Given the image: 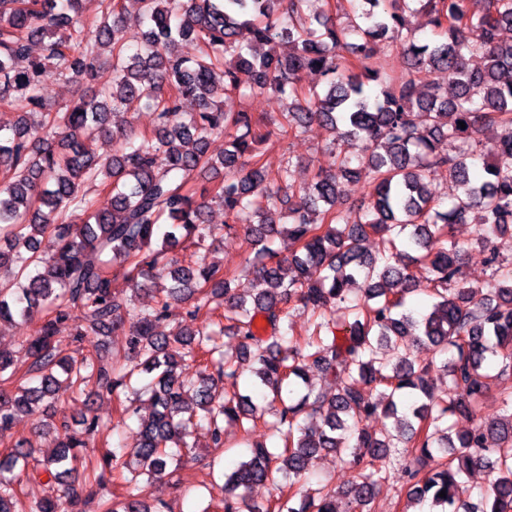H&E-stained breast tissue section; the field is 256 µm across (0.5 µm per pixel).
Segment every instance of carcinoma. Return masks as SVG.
Returning a JSON list of instances; mask_svg holds the SVG:
<instances>
[{"label": "carcinoma", "mask_w": 512, "mask_h": 512, "mask_svg": "<svg viewBox=\"0 0 512 512\" xmlns=\"http://www.w3.org/2000/svg\"><path fill=\"white\" fill-rule=\"evenodd\" d=\"M359 2L346 28L330 0L312 15L308 0H139L132 33L111 2L85 26V0H0V107L17 115L0 134V321L25 333L18 349L0 348V433L68 391L113 398L124 419L139 413L127 393L150 404L133 445L97 461L89 451L103 426L96 415L41 460L15 444L0 459V512H13L30 482L52 490L34 497L30 512H77L88 500L97 512H161L137 499L140 477L161 481L193 459L189 438L199 427L211 447H224L227 425L239 429L249 458L224 474L222 512H373L396 481L408 510L512 512V263L497 250L512 237V44L500 40L512 28V0H478L476 11L470 0ZM418 12L439 39L416 38L408 17ZM187 42L198 48L192 58L182 52ZM380 42L400 49L407 72L375 64ZM473 56L482 65L471 66ZM49 64L76 82L107 65L112 85L55 106L41 92ZM307 72L324 78L321 88L302 87ZM267 92L293 99L280 118L236 109L238 98ZM186 99L198 111L182 112ZM142 109L157 114L152 130L111 126L112 114ZM313 122L339 141L327 164L304 188L290 156L271 177L255 144L297 137ZM490 130L498 150L475 183L470 171ZM103 137L119 149L96 153ZM217 137L224 155L215 159ZM356 137L370 146L363 164L374 179L358 215L341 207L343 185L357 174L345 145ZM437 170L462 188L447 205L428 190ZM92 190L109 194L112 208L94 207ZM213 202L225 225L244 226L248 298L236 293V274L201 253L223 231L204 218ZM75 210L83 223H72ZM283 218L286 256L274 248ZM456 224L477 225L491 269L484 292L463 277ZM371 234L383 241L374 255L361 248ZM144 290L156 298L149 310L135 307ZM414 293L434 301L410 308ZM179 302L189 303V324L171 335L164 323ZM299 309L312 331L294 339L286 326ZM71 318L67 341L56 324ZM119 330L120 362L72 348ZM226 336L241 339L238 352L224 351ZM420 345L426 361L413 353ZM312 366L336 379V393L309 382ZM436 373L448 380L444 396ZM246 375L251 395L239 390ZM493 383L507 414L486 419L479 410ZM454 416L471 426L455 429ZM373 417L391 424L371 431L364 422ZM260 420L281 445L251 440ZM331 452L358 469L343 508L336 492L300 484ZM391 456L397 466L372 469ZM81 462L79 481L72 473ZM476 468L491 474L478 505L465 488ZM276 473L279 495L242 508L244 492Z\"/></svg>", "instance_id": "obj_1"}]
</instances>
